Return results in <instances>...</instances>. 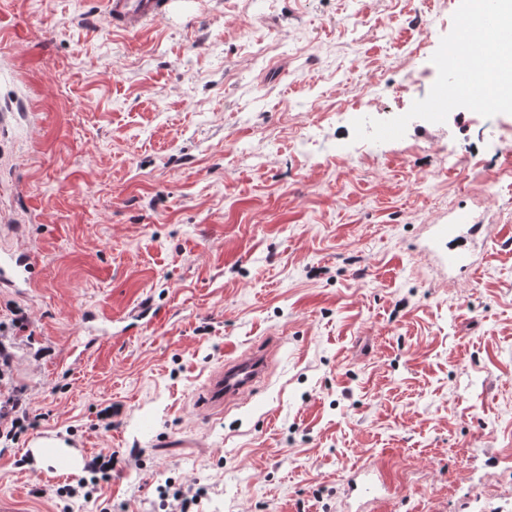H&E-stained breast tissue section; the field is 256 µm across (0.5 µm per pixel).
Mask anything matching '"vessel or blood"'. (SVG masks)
I'll list each match as a JSON object with an SVG mask.
<instances>
[{
  "instance_id": "1",
  "label": "vessel or blood",
  "mask_w": 512,
  "mask_h": 512,
  "mask_svg": "<svg viewBox=\"0 0 512 512\" xmlns=\"http://www.w3.org/2000/svg\"><path fill=\"white\" fill-rule=\"evenodd\" d=\"M107 17L116 28L128 32L142 31L149 23L169 14L173 0H105ZM482 225L472 223L468 212L455 214L447 224L429 227L431 237L447 243L445 260L449 268L473 272L479 260L465 240L468 235L481 233ZM36 259L30 252L0 249V286L20 290L32 287ZM264 362L261 355L226 359L223 370L206 382L202 403L214 409L223 408L225 400L243 391L254 389L263 379Z\"/></svg>"
}]
</instances>
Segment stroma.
Wrapping results in <instances>:
<instances>
[{"instance_id":"obj_1","label":"stroma","mask_w":512,"mask_h":512,"mask_svg":"<svg viewBox=\"0 0 512 512\" xmlns=\"http://www.w3.org/2000/svg\"><path fill=\"white\" fill-rule=\"evenodd\" d=\"M459 4L176 0L126 34L103 0H0V211L38 255L0 288L29 322L0 400L32 422L0 444V512H171L188 487L199 512H342L369 462L374 512H512V243L460 276L427 231L512 226V114L352 139L428 95ZM229 345L267 377L211 411ZM100 453L93 498L60 495Z\"/></svg>"}]
</instances>
